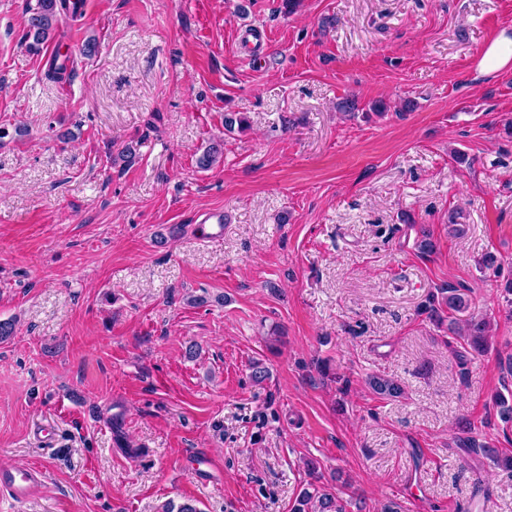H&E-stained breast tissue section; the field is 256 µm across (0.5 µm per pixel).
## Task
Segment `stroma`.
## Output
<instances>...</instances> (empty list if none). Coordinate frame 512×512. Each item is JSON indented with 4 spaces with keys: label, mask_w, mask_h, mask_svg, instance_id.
<instances>
[{
    "label": "stroma",
    "mask_w": 512,
    "mask_h": 512,
    "mask_svg": "<svg viewBox=\"0 0 512 512\" xmlns=\"http://www.w3.org/2000/svg\"><path fill=\"white\" fill-rule=\"evenodd\" d=\"M298 2L83 0L53 81L0 0V467L45 472L0 512H291L310 460L346 512H512L460 444L512 456V0ZM448 282L486 353L420 315ZM512 61V36L500 34L483 51L480 60L481 73L499 71Z\"/></svg>",
    "instance_id": "stroma-1"
}]
</instances>
